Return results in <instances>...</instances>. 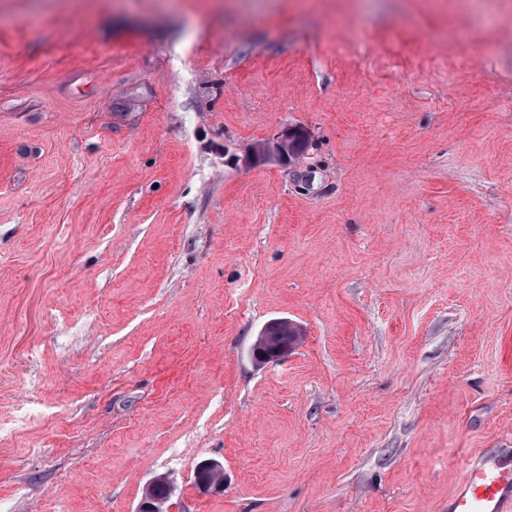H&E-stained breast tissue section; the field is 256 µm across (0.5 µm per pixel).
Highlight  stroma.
<instances>
[{
    "label": "stroma",
    "mask_w": 512,
    "mask_h": 512,
    "mask_svg": "<svg viewBox=\"0 0 512 512\" xmlns=\"http://www.w3.org/2000/svg\"><path fill=\"white\" fill-rule=\"evenodd\" d=\"M0 418V512H448L512 448V0H0ZM307 134V131L301 127H289L279 137L278 141L273 145H263L256 147L250 160L253 162L276 161L281 164H289L295 159L296 154H301L307 144L308 139L297 142L296 153L293 150L295 141ZM267 327V331H266ZM260 335L257 337L256 342L252 347V355L255 361L258 363H268L274 361H280L281 359L288 356V353L294 348L293 345L283 344L276 348H270L265 344V336H267V343L270 346H277L282 342L280 336H284L279 324L276 322L270 323L266 326ZM266 331V335L264 336ZM223 475L224 470L219 463L207 461L202 463L196 471V484L204 492L210 491L211 488L218 490L222 487ZM214 476H219L221 480L214 478ZM158 483H165L168 486L169 493L171 494L172 489L168 478L164 475H159L154 477L151 482L147 485L145 489L144 496L140 503L138 512H166V503L168 501V497H163L166 495V488L164 485H159L155 488V494L153 493V488Z\"/></svg>",
    "instance_id": "1"
}]
</instances>
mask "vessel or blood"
<instances>
[{"label": "vessel or blood", "mask_w": 512, "mask_h": 512, "mask_svg": "<svg viewBox=\"0 0 512 512\" xmlns=\"http://www.w3.org/2000/svg\"><path fill=\"white\" fill-rule=\"evenodd\" d=\"M451 512H512V454L483 455L470 462Z\"/></svg>", "instance_id": "1"}]
</instances>
